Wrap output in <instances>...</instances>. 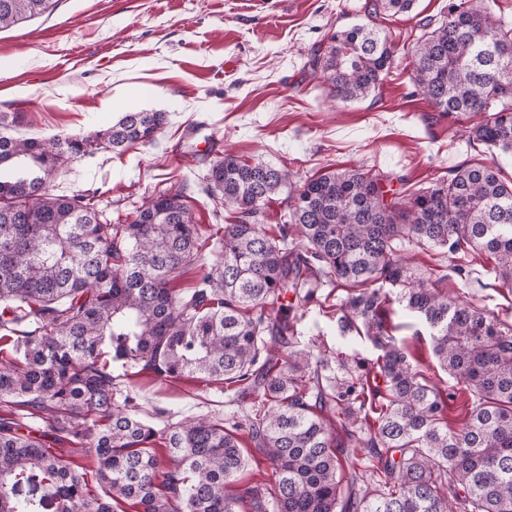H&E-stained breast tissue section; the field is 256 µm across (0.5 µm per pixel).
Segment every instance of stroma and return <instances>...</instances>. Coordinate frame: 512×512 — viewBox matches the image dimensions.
I'll return each instance as SVG.
<instances>
[{
	"label": "stroma",
	"instance_id": "1",
	"mask_svg": "<svg viewBox=\"0 0 512 512\" xmlns=\"http://www.w3.org/2000/svg\"><path fill=\"white\" fill-rule=\"evenodd\" d=\"M365 3L59 0L52 13L0 30V133L86 136L124 112L168 113L154 141L72 159L48 181L55 195H93L115 224L182 187L200 224L231 223L204 190L211 160L227 150L288 168L297 178L355 167L405 178L413 191L462 162L498 163L502 179L511 181L512 158L463 137L472 118L444 115L411 94L418 22L439 18L448 0H416L408 14L371 20ZM369 21L395 42L392 72L364 100H333L310 57L336 30ZM403 253L422 277L447 274L451 297L484 307L498 327L512 325V293L500 288L490 261L468 264L460 276L440 248L410 244ZM347 294L336 288L329 308L310 305L296 321L298 348L322 352V374L330 378L338 359L369 364L378 355L366 336L340 332L332 306ZM386 315L396 341L417 352L425 377L449 391L445 418L449 427H461L472 397L440 368L428 326L395 300ZM108 369L157 431L203 416L221 422L234 411L223 385L157 380L117 362Z\"/></svg>",
	"mask_w": 512,
	"mask_h": 512
}]
</instances>
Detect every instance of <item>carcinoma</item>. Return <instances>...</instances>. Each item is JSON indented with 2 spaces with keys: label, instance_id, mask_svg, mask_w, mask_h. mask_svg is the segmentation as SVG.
<instances>
[{
  "label": "carcinoma",
  "instance_id": "obj_1",
  "mask_svg": "<svg viewBox=\"0 0 512 512\" xmlns=\"http://www.w3.org/2000/svg\"><path fill=\"white\" fill-rule=\"evenodd\" d=\"M57 0H0V29L53 11ZM493 0H449L423 26L412 57L413 96L448 116H478L468 140L512 155V24ZM415 0H377L408 13ZM395 43L358 24L334 33L310 60L329 95L367 98L390 74ZM166 112H125L92 135H0V399L43 414L44 426L0 416V512H512V328L418 278L405 244L439 247L456 263L473 250L495 261L512 288V182L494 165L460 164L406 197L359 168L305 178L224 153L206 191L235 215L201 233L184 191L163 193L127 224H109L90 195L49 193L70 158L122 153L154 140ZM287 191L276 234L265 206ZM219 257L187 294L173 284L208 242ZM356 287L337 313L380 351L367 379L357 361L323 378L324 360L295 348L298 311L318 290ZM388 288L430 329L432 353L473 399L467 423L448 429L450 395L429 383L415 354L395 343L383 317ZM139 366L157 378H200L258 401L227 423L206 417L157 431L136 414L102 364ZM246 434L271 470L236 494ZM65 434L89 449L64 461L47 443ZM369 457L359 463L358 453ZM108 489L90 493L87 467Z\"/></svg>",
  "mask_w": 512,
  "mask_h": 512
}]
</instances>
